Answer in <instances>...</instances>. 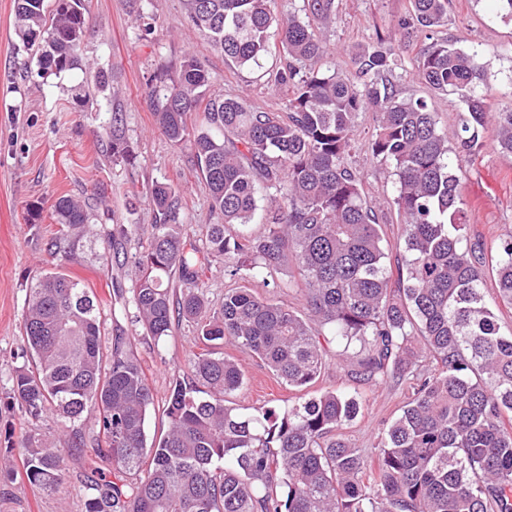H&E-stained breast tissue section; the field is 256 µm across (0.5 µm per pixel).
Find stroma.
Returning a JSON list of instances; mask_svg holds the SVG:
<instances>
[{
    "instance_id": "35a3bbf8",
    "label": "stroma",
    "mask_w": 512,
    "mask_h": 512,
    "mask_svg": "<svg viewBox=\"0 0 512 512\" xmlns=\"http://www.w3.org/2000/svg\"><path fill=\"white\" fill-rule=\"evenodd\" d=\"M85 5L88 24L79 68L42 75L34 53L14 38L12 0H0V459H9L18 471L14 482H0L8 512H85L82 461L92 456L97 432L94 418L82 422L84 443L65 448L70 472L57 492H43L21 476L22 433H56L61 426L51 414L28 417L10 397L14 372L24 363L20 321L35 274L58 268L93 289L101 303L103 333L123 332L154 391L148 435L166 427L163 406L175 376L191 373L195 323L180 320L171 336L156 341L136 323L130 304L136 283L131 258L145 252L151 240L153 182L177 188L188 241L204 245L208 226L216 221L190 151L172 146L153 124L143 94L146 80L160 63L177 62L190 52L209 71L214 91L264 109L279 102L256 74L211 51L188 26L181 0H143L139 9L134 0H86ZM411 14V0H336L329 39L338 68L350 71L352 51L375 43L377 34L393 33L386 45L397 62L390 81L401 95L425 98L441 126L454 128L464 109L461 98L430 90L417 75V53L430 36L481 53L489 87L485 108L496 112L506 106L502 93L512 87V21L501 17L494 0H448L447 21L428 35L403 27ZM115 120L131 159L112 156L105 130ZM351 165L361 173L364 194L382 218L389 256L397 258L403 219L393 203V178L362 145L353 152ZM462 181L469 212L465 244L489 245L512 231V156L484 139L466 158ZM65 194L89 200L95 220L93 242L81 262L63 265L46 244L57 230L52 205ZM116 224H135L139 230L114 239L110 232ZM217 350L237 358L245 370L238 404L270 406L287 398V388L258 358L225 343ZM360 393L365 409L347 435L371 454L409 388L392 381L361 386Z\"/></svg>"
}]
</instances>
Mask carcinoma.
Here are the masks:
<instances>
[{
  "mask_svg": "<svg viewBox=\"0 0 512 512\" xmlns=\"http://www.w3.org/2000/svg\"><path fill=\"white\" fill-rule=\"evenodd\" d=\"M85 0H13L12 27L43 71L78 65ZM414 24L448 19V0H412ZM183 0L191 28L238 67L268 77L280 108L208 96L211 76L190 52L159 65L144 93L169 142L191 151L222 220L206 248L178 230L181 204L167 182L149 189L155 212L147 252L133 257L136 321L158 341L176 319L205 317L198 340H229L258 357L288 386L284 406L229 404L245 384L240 364L204 349L177 380L164 410L166 430L148 440L154 396L125 337H102L99 302L63 273L33 278L22 311L27 364L13 398L24 413L49 412L82 443L76 424L96 412L94 456L84 460L85 512H512V335L500 331L486 295L512 306V234L486 249L463 245L467 223L462 160L486 131L512 154V108L488 112L483 56L448 41L425 44L419 78L461 95L457 149L448 148L426 99L383 82L394 62L384 39L351 57L354 75L324 63L336 0ZM279 53V64L270 63ZM202 110L201 124L187 116ZM373 115L368 151L395 176L403 217L396 263L362 177L349 165L360 113ZM112 156L130 149L115 130ZM263 212L264 230L249 229ZM58 231L49 250L77 261L94 214L63 195L53 204ZM236 227L235 234L227 228ZM237 256L236 287L205 314V262ZM295 263L301 308L242 286ZM354 361L347 382L309 392L328 357ZM407 381L411 395L366 456L344 430L361 413L357 386ZM27 482L53 493L69 471L55 440L23 436Z\"/></svg>",
  "mask_w": 512,
  "mask_h": 512,
  "instance_id": "carcinoma-1",
  "label": "carcinoma"
}]
</instances>
